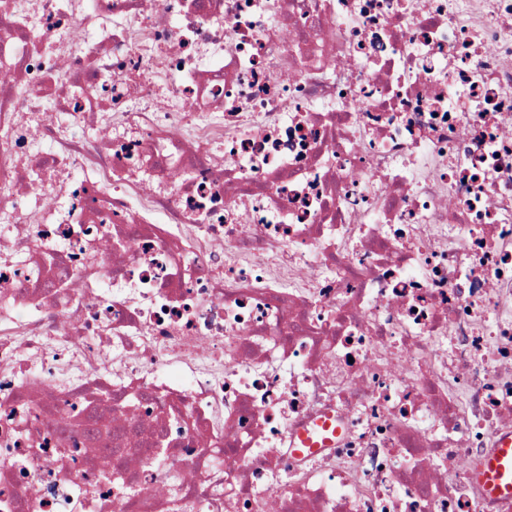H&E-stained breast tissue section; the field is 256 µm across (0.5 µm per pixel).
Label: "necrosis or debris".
Listing matches in <instances>:
<instances>
[{
    "label": "necrosis or debris",
    "mask_w": 512,
    "mask_h": 512,
    "mask_svg": "<svg viewBox=\"0 0 512 512\" xmlns=\"http://www.w3.org/2000/svg\"><path fill=\"white\" fill-rule=\"evenodd\" d=\"M0 75V512H512V0H0ZM481 476L491 494L512 497V439L506 440L498 454L484 464Z\"/></svg>",
    "instance_id": "4bbe7bcc"
}]
</instances>
